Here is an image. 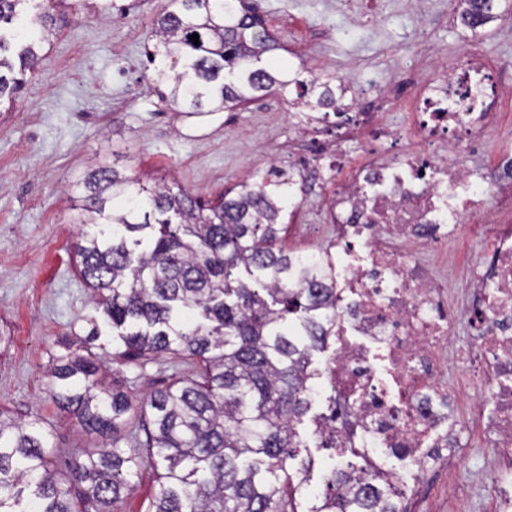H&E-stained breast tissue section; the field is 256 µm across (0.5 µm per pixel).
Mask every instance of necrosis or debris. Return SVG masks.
<instances>
[{
	"mask_svg": "<svg viewBox=\"0 0 512 512\" xmlns=\"http://www.w3.org/2000/svg\"><path fill=\"white\" fill-rule=\"evenodd\" d=\"M508 87L475 54L464 69L439 73L408 115L419 139L412 149L378 99L307 116L302 127L296 170L315 160L336 173L332 236L316 265L334 291L321 374L338 408L320 415L314 432L356 458L354 475L402 501L428 462L464 451L450 418L458 405L452 363L476 395L471 416L482 442L496 448L497 467L512 466V224L482 226L490 245L470 266L465 303H450L445 279L416 256L447 249L486 196L512 200V152L479 171L458 162L483 149ZM358 139L365 157L347 163L346 147ZM461 324L473 340L454 351Z\"/></svg>",
	"mask_w": 512,
	"mask_h": 512,
	"instance_id": "necrosis-or-debris-1",
	"label": "necrosis or debris"
}]
</instances>
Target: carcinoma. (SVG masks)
Here are the masks:
<instances>
[{
	"label": "carcinoma",
	"instance_id": "cac0c4a2",
	"mask_svg": "<svg viewBox=\"0 0 512 512\" xmlns=\"http://www.w3.org/2000/svg\"><path fill=\"white\" fill-rule=\"evenodd\" d=\"M22 2L0 0V26L17 18ZM194 33L197 45L188 39ZM156 34L153 56L162 64L153 82L188 116L290 86L310 109L334 106L336 79H303L277 60L280 45L246 0H169ZM53 35L46 13L31 17L22 36L0 31V99L16 90L10 40L26 41L17 57L20 70L31 71L40 63L37 43ZM290 185L285 172L271 170L206 205L108 166L78 181L75 252L94 310L87 338L105 326L123 347L119 357L181 354L200 367L136 404L120 389L100 388L96 362L66 348L46 374L56 407L102 434L134 418L137 425L128 442L114 437L112 447L87 450L57 471L43 418L0 411V512H114L146 466L158 485L149 512H299L314 461L299 457L297 425L312 406V352L325 348L332 293L288 287L289 272L303 265L281 246ZM308 512L403 510L333 467Z\"/></svg>",
	"mask_w": 512,
	"mask_h": 512
}]
</instances>
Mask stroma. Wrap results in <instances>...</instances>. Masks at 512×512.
Here are the masks:
<instances>
[{"mask_svg": "<svg viewBox=\"0 0 512 512\" xmlns=\"http://www.w3.org/2000/svg\"><path fill=\"white\" fill-rule=\"evenodd\" d=\"M167 2L112 0L99 14L85 0H30L17 20L25 25L40 8L55 16L56 31L42 47L38 68L21 75L11 103L0 105V335L8 341L0 348V409L17 418L40 415L61 464L112 442L57 412L48 396L45 373L65 345L85 344L102 364L106 383L137 402L199 368L177 354L117 357L119 343L107 331L86 341L84 319L93 309L73 251L80 230L71 210L77 180L107 165L148 183L179 184L207 202L270 166L288 169L299 147L288 92L202 117L184 116L162 102L147 78V55L158 44L154 20ZM337 2L251 5L292 68L338 76L351 98L390 89L386 118L406 146L414 144L407 127L413 94L392 90L405 75L426 84L438 69L465 67L473 52L493 70L512 74V0H498L497 20L478 37L456 20L453 0H349V15ZM498 112L499 124L474 167L490 166L512 149V92L500 98ZM335 182L326 166L317 167L314 188L294 202L286 249L309 252L323 242ZM486 247L485 239L464 231L436 259L449 301L461 300L468 266ZM329 395L322 390L303 428L317 491L327 469L346 464L313 433L312 419L326 410ZM457 416L470 435L467 455L455 469L426 470L406 512H494L485 471L493 451L472 437L468 403L459 405Z\"/></svg>", "mask_w": 512, "mask_h": 512, "instance_id": "35a3bbf8", "label": "stroma"}]
</instances>
